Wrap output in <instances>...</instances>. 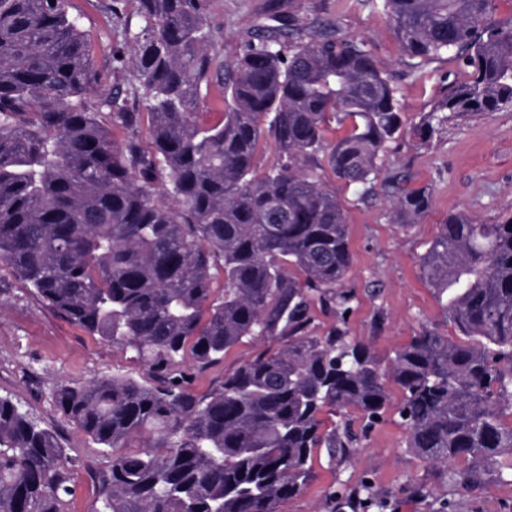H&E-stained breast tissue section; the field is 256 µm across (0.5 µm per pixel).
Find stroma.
<instances>
[{
    "instance_id": "obj_1",
    "label": "stroma",
    "mask_w": 512,
    "mask_h": 512,
    "mask_svg": "<svg viewBox=\"0 0 512 512\" xmlns=\"http://www.w3.org/2000/svg\"><path fill=\"white\" fill-rule=\"evenodd\" d=\"M110 4L70 0L72 12L83 18L107 89L123 81L113 70ZM209 18L217 30L215 48L227 59L262 23L279 19L290 28L337 24L346 35L366 42L378 67L398 87L403 129L382 158L381 174L398 177L401 189L425 191L429 204L415 223L398 224L388 195L363 196L360 186L346 184L323 162H316L349 227L352 264L344 288L353 300L345 314L314 305L312 335L336 327L383 358L426 328L457 340L423 277V258L449 214L462 212L483 224L512 218V108L451 120L428 143H421L416 127L467 79L469 69L448 53L429 61L404 54L388 16L374 0H210ZM281 345L276 336L244 338L226 353L223 363L198 375L192 387L205 393L244 362ZM112 374L147 377L130 354L74 326L9 269L0 270V395L12 396L43 427L55 431L70 454L84 460V467L73 474L74 494L66 512H94L97 489L90 471L106 468L109 459L57 411L50 389L59 380L82 384ZM401 400L400 392L392 391L389 407L368 431L357 409L325 412L327 426H350L356 444L347 459L334 464L323 451H315L314 479L285 502L281 512H323L330 493H355L364 481L384 494L385 512H512V486L489 477L470 494L459 495L449 487L444 468L421 462L406 448L398 416ZM419 485L426 487L427 497L416 493Z\"/></svg>"
}]
</instances>
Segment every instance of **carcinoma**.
<instances>
[{
    "instance_id": "1",
    "label": "carcinoma",
    "mask_w": 512,
    "mask_h": 512,
    "mask_svg": "<svg viewBox=\"0 0 512 512\" xmlns=\"http://www.w3.org/2000/svg\"><path fill=\"white\" fill-rule=\"evenodd\" d=\"M209 0H112V59L127 87L102 91L68 0H0V267L92 336L132 353L148 383L120 376L51 390L60 413L110 457L96 512H280L313 479V450L349 457L352 433L324 428L353 407L370 428L402 396L405 445L471 492L512 484V218L448 216L423 275L463 339L432 330L382 360L339 329L312 336L314 302L349 310L348 225L299 159L321 157L373 190L401 133L398 89L364 41L335 28L278 29L229 62L214 51ZM403 52L456 53L472 67L418 126L512 107V22L494 0H379ZM224 112L201 124L213 81ZM100 92L96 103L88 94ZM134 102L144 112L129 109ZM132 130L122 145L101 121ZM149 117V145L134 133ZM346 133L325 136L327 118ZM276 161L261 175L262 140ZM428 196H395L414 223ZM224 288L212 297V268ZM249 336H278L199 395L192 380ZM142 444L135 445L136 441ZM68 454L0 396V512H65ZM359 512L385 502L363 482Z\"/></svg>"
}]
</instances>
